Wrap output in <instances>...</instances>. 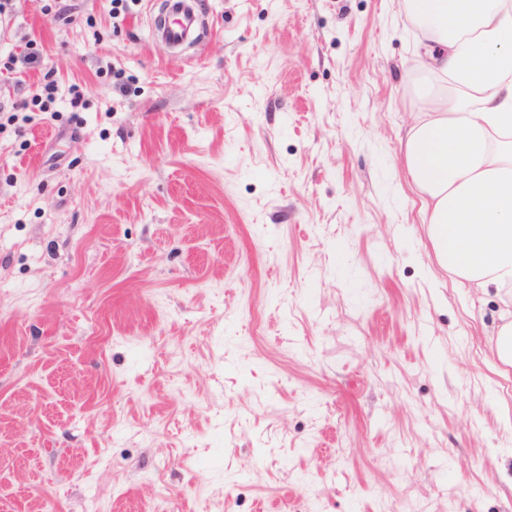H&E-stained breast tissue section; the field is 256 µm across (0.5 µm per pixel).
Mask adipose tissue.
Masks as SVG:
<instances>
[{"mask_svg": "<svg viewBox=\"0 0 512 512\" xmlns=\"http://www.w3.org/2000/svg\"><path fill=\"white\" fill-rule=\"evenodd\" d=\"M418 114L401 143L439 266L512 292V0H402Z\"/></svg>", "mask_w": 512, "mask_h": 512, "instance_id": "obj_1", "label": "adipose tissue"}]
</instances>
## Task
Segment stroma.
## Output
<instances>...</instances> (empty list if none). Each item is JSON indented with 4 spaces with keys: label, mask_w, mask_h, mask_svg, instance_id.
Instances as JSON below:
<instances>
[{
    "label": "stroma",
    "mask_w": 512,
    "mask_h": 512,
    "mask_svg": "<svg viewBox=\"0 0 512 512\" xmlns=\"http://www.w3.org/2000/svg\"><path fill=\"white\" fill-rule=\"evenodd\" d=\"M199 2L176 53L164 0L0 16V512H512L502 303L400 165L401 0ZM504 305L498 313L499 323L496 325L493 353L497 361L504 367H512V310L501 297Z\"/></svg>",
    "instance_id": "1"
}]
</instances>
